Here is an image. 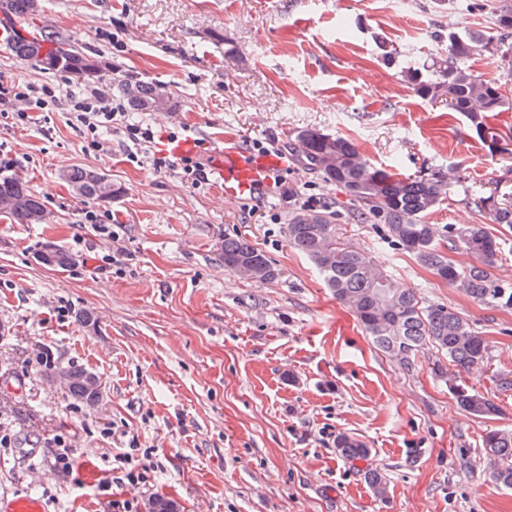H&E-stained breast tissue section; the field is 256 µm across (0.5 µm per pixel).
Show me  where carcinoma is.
<instances>
[{"mask_svg":"<svg viewBox=\"0 0 512 512\" xmlns=\"http://www.w3.org/2000/svg\"><path fill=\"white\" fill-rule=\"evenodd\" d=\"M450 10L478 9L489 15L486 32L457 28L437 35L440 44L432 65L433 78L422 81L418 72L403 71L404 80L416 93L430 100L443 98L448 107L460 113L491 152L512 140V130L503 132L489 119L512 103L499 80L475 72L470 60L481 54L492 56L500 68L512 76V0H435ZM37 0H0L3 20H25L37 11ZM31 39L21 34L12 38V51L24 61L63 77L92 78L102 72V61L43 26ZM129 109L133 112H176V93L164 85L141 79L121 82ZM303 168L324 183L336 187L346 197L348 218L357 224H381L386 239L397 249L412 255L442 281L460 289L475 302L491 309H512V282L495 273L501 255V242L485 228L504 224L512 228V197L498 202L478 191L464 196L465 204L482 217L479 224H429L425 217L445 199L456 195L459 181L448 171L399 177L392 171L368 162L356 143L347 137L323 133L315 128L298 131L293 138ZM74 193L86 200L108 199L121 194L113 183H103L104 174L93 168H71L61 174ZM0 213L19 224H43L47 213L41 198L26 180L14 174L0 177ZM341 216L336 203L319 209L300 208L288 221V244L319 270L336 300L355 316L372 343L406 370L413 369L416 353L431 344L448 359L438 365L436 374L445 379L458 408L472 416L488 417L501 408L488 396L459 379L462 373H481L488 359V344L480 331L462 313L440 303L422 305L414 292L393 284L383 265L355 247L335 243L336 221ZM473 259L464 266L448 253ZM241 263L268 270L267 279L276 276L263 251L242 237H224V268L237 274ZM71 381L68 393L88 406L96 391L90 384L91 372L68 365ZM491 478L512 488V429L494 428L481 440ZM337 449L347 460H366L370 448L347 435L337 437ZM374 494L386 497L387 480L375 467L365 470Z\"/></svg>","mask_w":512,"mask_h":512,"instance_id":"cac0c4a2","label":"carcinoma"}]
</instances>
